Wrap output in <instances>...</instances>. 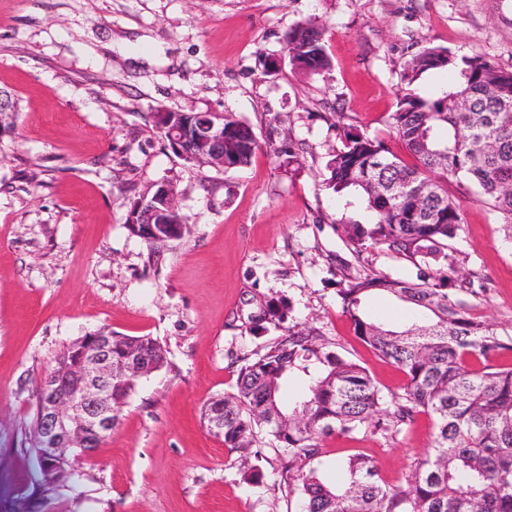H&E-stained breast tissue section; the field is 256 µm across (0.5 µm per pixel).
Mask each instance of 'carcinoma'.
I'll use <instances>...</instances> for the list:
<instances>
[{
    "label": "carcinoma",
    "mask_w": 512,
    "mask_h": 512,
    "mask_svg": "<svg viewBox=\"0 0 512 512\" xmlns=\"http://www.w3.org/2000/svg\"><path fill=\"white\" fill-rule=\"evenodd\" d=\"M324 32L309 20L285 33L293 71L330 69ZM448 71L453 81L439 93L418 89L423 75ZM401 82L390 128L413 162L344 126L328 163V185L359 194L374 214L371 224L342 225L356 254L385 248L416 266L451 270L448 249L463 230L464 206L448 194V181L492 202L512 231V71L481 54L459 58L432 46L412 55ZM224 129L237 148L231 163L248 165L258 147L253 128L226 112ZM338 285L355 335L399 367L405 384L386 394L314 330L288 328L263 355L241 365L233 394L205 406L224 403V444L242 453L243 480L260 477L251 460L262 459L254 445L264 429L288 453L282 479L296 486L300 512H512V369L493 365L512 344L459 299L486 291L485 279L440 270L422 271L415 280L373 272ZM378 293L410 304L415 319L402 330L373 321L367 302ZM274 410L288 416V428L271 421ZM421 414L433 421V439L406 487H388L361 453L338 463L340 482L323 479L320 437L386 439L410 429Z\"/></svg>",
    "instance_id": "carcinoma-1"
}]
</instances>
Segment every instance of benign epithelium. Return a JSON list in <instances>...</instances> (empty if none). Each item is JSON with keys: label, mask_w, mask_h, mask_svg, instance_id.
I'll return each instance as SVG.
<instances>
[{"label": "benign epithelium", "mask_w": 512, "mask_h": 512, "mask_svg": "<svg viewBox=\"0 0 512 512\" xmlns=\"http://www.w3.org/2000/svg\"><path fill=\"white\" fill-rule=\"evenodd\" d=\"M172 150L189 163L222 170L229 167L224 152V113L192 112L184 123L160 126ZM179 211L173 186H152L129 210L132 234L149 244H164L184 236V225L171 224L168 215ZM109 328L81 336L60 353L55 367L39 386L37 439L49 474L58 479L73 457L87 454L112 432L125 401H118L113 387L147 378L164 363L161 353L143 352L137 344L121 347ZM207 429L224 436V404L210 410Z\"/></svg>", "instance_id": "1"}]
</instances>
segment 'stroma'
<instances>
[{"instance_id":"obj_1","label":"stroma","mask_w":512,"mask_h":512,"mask_svg":"<svg viewBox=\"0 0 512 512\" xmlns=\"http://www.w3.org/2000/svg\"><path fill=\"white\" fill-rule=\"evenodd\" d=\"M309 19L326 27L331 69L266 73ZM427 46L511 71L512 0H0V90L19 105L0 123V512H297L277 487L286 454L259 434L263 477L246 483L201 412L294 325L339 344L383 392L403 386L342 312V227L373 216L328 189L327 165L343 126L405 155L389 115ZM159 108L235 113L259 148L236 170L187 163L155 129ZM287 145L295 160L275 156ZM161 182L188 231L154 254L126 216ZM464 208L456 270L487 278L472 311L510 338L512 240L490 202L473 194ZM278 301L286 321H263ZM103 327L157 339L167 364L90 457L47 483L38 384L68 343ZM433 432L423 414L393 439L332 435L320 469L335 476L359 452L401 486Z\"/></svg>"}]
</instances>
